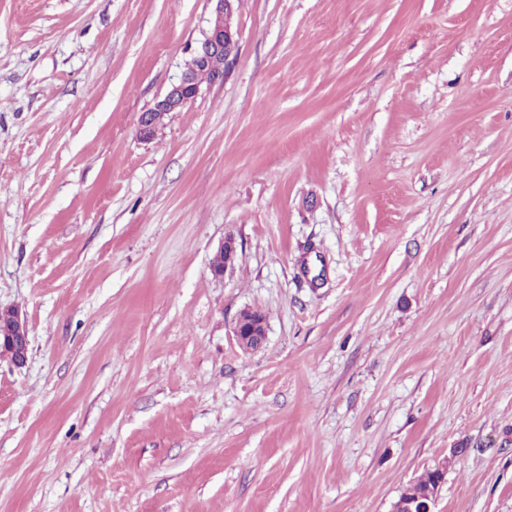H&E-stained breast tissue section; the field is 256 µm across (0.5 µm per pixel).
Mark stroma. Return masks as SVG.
Returning <instances> with one entry per match:
<instances>
[{
    "label": "stroma",
    "mask_w": 512,
    "mask_h": 512,
    "mask_svg": "<svg viewBox=\"0 0 512 512\" xmlns=\"http://www.w3.org/2000/svg\"><path fill=\"white\" fill-rule=\"evenodd\" d=\"M211 12L0 0V512H512V0H236L142 139ZM214 2L208 29L204 32L205 40L199 46V62L209 66L211 59L216 69H223L213 74L211 80L203 79L198 84L188 75L182 74L177 83L173 84L167 93L155 102L152 108L143 112L139 120L140 136L146 138L150 126V116H165L169 112H178L201 91L203 84L223 83L225 74L232 64V56L238 46L237 31L231 24L233 0H210ZM30 340L26 320L15 309L0 310V361L21 367L28 358ZM253 313L254 310H242L233 327V336L238 346L245 349L258 350L263 347L266 340V324L254 318L246 317L244 312ZM443 481V477L438 483L436 490V476L435 469L425 470L420 473L414 480L413 484L407 485L403 492L401 493L400 498H404L406 493L413 497H428L427 501L423 500H413L406 504V509H402V511L406 512H434L435 502L439 487ZM436 490L435 495L433 496ZM433 496V497H432Z\"/></svg>",
    "instance_id": "stroma-1"
}]
</instances>
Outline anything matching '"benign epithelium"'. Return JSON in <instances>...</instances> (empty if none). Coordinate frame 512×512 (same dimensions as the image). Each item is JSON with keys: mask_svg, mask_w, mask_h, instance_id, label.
<instances>
[{"mask_svg": "<svg viewBox=\"0 0 512 512\" xmlns=\"http://www.w3.org/2000/svg\"><path fill=\"white\" fill-rule=\"evenodd\" d=\"M214 2L208 29L204 32L205 40L199 46V62L209 66L211 59L224 54V70L219 71L202 82H195L190 76L183 74L167 93L155 102L152 108L142 113L139 120L140 136H147L150 117L165 116L170 112H179L201 91L204 84L224 82L225 70L232 64V56L238 46L237 31L231 24L233 0H212ZM219 253L224 255L223 266L212 268V274L221 277L233 265L237 256V243L233 236L228 235L220 244ZM233 336L237 345L245 349L258 350L266 340V324L239 313L233 327ZM30 340L26 320L15 309L0 310V361L7 360L20 367L28 358Z\"/></svg>", "mask_w": 512, "mask_h": 512, "instance_id": "7a95c632", "label": "benign epithelium"}]
</instances>
